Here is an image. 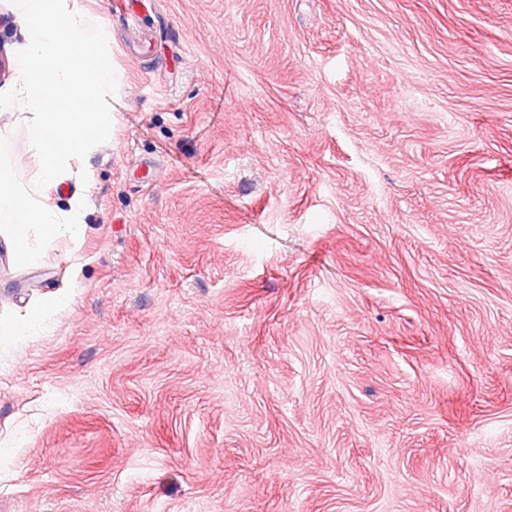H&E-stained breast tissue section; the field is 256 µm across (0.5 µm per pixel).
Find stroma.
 Instances as JSON below:
<instances>
[{
  "mask_svg": "<svg viewBox=\"0 0 512 512\" xmlns=\"http://www.w3.org/2000/svg\"><path fill=\"white\" fill-rule=\"evenodd\" d=\"M113 2L84 236L0 249V512H512V0ZM47 315V309L42 308L31 313L27 319L20 325L0 324V342H4L10 336L20 335H38L43 330V325Z\"/></svg>",
  "mask_w": 512,
  "mask_h": 512,
  "instance_id": "obj_1",
  "label": "stroma"
}]
</instances>
